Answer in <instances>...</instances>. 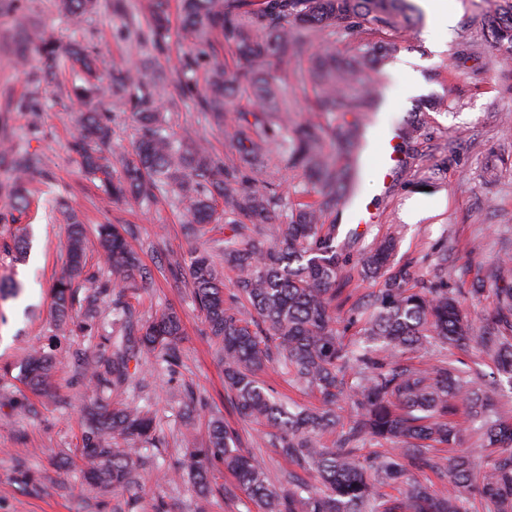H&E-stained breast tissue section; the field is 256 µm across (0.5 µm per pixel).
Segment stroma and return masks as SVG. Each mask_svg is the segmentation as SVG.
Returning <instances> with one entry per match:
<instances>
[{"mask_svg":"<svg viewBox=\"0 0 512 512\" xmlns=\"http://www.w3.org/2000/svg\"><path fill=\"white\" fill-rule=\"evenodd\" d=\"M492 10L491 0H459L457 23L441 53L417 31L400 40L396 55L414 60L421 91L404 95L406 74L387 63L384 96L392 105L380 127L389 129L422 109L425 132L414 145L416 158L401 163L389 186L378 183L380 159L372 157L361 195L374 221L360 225L353 215L342 214L338 237L345 256L342 273L356 278L359 294L380 287L379 282L359 280L360 259L375 238L388 233L399 238L396 262L410 266L419 282L444 280L464 293L482 287V295L465 305L476 330L492 313L502 286L494 276L496 263L512 255V57L494 58L483 43ZM171 25L168 49L150 59L131 44L122 21L107 11L92 15L77 33L57 0H15L13 8L0 9V122L6 125L9 145L40 155L45 165L44 172L25 182L30 205L23 211L6 190L11 176L0 165V283L21 288L17 296L0 299V512H112L115 503L111 493L89 487L80 473V409L91 393L77 377L97 341L72 334L57 338L52 332V288L66 265V215L71 211L88 225L132 227L131 244L152 274L142 290L140 314L174 309L184 329L176 371L146 366V386L126 392L152 404L159 440L144 451L151 463L139 485L125 492V512H197L200 499L192 480L184 476L164 483L159 474L177 467L183 437L205 443L214 415L229 422L242 447L265 464L273 483H281L288 469L261 440L258 425L239 418L227 403L224 369L193 304L191 287L174 280L162 263L172 251L186 256L196 249H217L226 225L189 238L182 230V214L165 201L143 209L104 203L96 181L82 172L70 150L86 109L73 91L78 77L63 73L45 78L34 44L26 46V61L15 54L24 33L38 30L64 44L79 37L101 69L134 66L148 75L161 68L173 78L190 41L179 15H172ZM98 112L115 131V154L130 153L132 113L115 100ZM168 118L177 138L206 140L242 171L250 170L248 143L226 134L227 127L238 123L236 111H229L223 127L215 128L188 100ZM21 237L27 242L22 255L15 249ZM52 343L59 348L61 364L58 397L48 403L19 381L18 365L32 348ZM20 468L32 474L34 486L16 481Z\"/></svg>","mask_w":512,"mask_h":512,"instance_id":"1","label":"stroma"}]
</instances>
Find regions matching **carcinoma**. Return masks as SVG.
Instances as JSON below:
<instances>
[{
  "mask_svg": "<svg viewBox=\"0 0 512 512\" xmlns=\"http://www.w3.org/2000/svg\"><path fill=\"white\" fill-rule=\"evenodd\" d=\"M170 0H147L146 28L134 31L137 45L157 52L171 38ZM182 31L196 52L180 60L177 95L195 100L198 111L217 124L237 108L236 137L249 143L252 174H240L203 142L181 144L167 130L163 109L176 105L158 75L148 82L136 70L104 79L79 40L61 46L42 34L29 36L42 55L46 75L79 70L80 97L100 102L117 98L138 123L135 157L112 160V129L99 113L83 115L82 129L71 145L86 173L102 175L110 202L153 203L172 198L188 217L186 234L219 219L231 225L224 238V265L235 272L234 292H224V270L206 250L190 258L169 254L165 264L192 288L196 308L217 342L224 364V384L231 408L239 416L268 428L266 443L293 465L284 475L287 487L276 488L262 462L239 448L232 429L216 418L208 446L187 443L178 472L196 476L199 493L211 492L209 465L218 460L232 474L260 512H512V415L496 409L505 389L512 390V288L497 293V304L481 335H471L463 312L465 295L439 281L417 282L408 266H397V240L377 238L366 252L362 274L382 280L370 299L353 301L348 324L358 327L366 344L345 340L338 329L336 299L350 280L340 276L342 252L336 225H325L348 189L360 183L362 121L378 111L383 87L375 73L391 57L395 40L421 19L411 0H180ZM60 12L81 29L87 15L105 8L123 11V0H58ZM352 53L336 52V43ZM489 47L512 50V0H497L488 21ZM227 48L238 68L227 72L216 63L198 76L200 58ZM311 47L307 66L300 65ZM275 62L279 73L268 71ZM310 83L314 112L288 125L284 89ZM421 118L402 127L398 139L408 147L422 132ZM10 170L15 204L28 207L24 180L41 161L27 150L11 147ZM288 169L309 176L317 199L298 188L283 202L278 175ZM224 202L217 213L214 203ZM95 232L110 275L86 269L87 229L71 216L67 267L53 286L56 326L72 324L94 335L100 304L111 299L118 336L105 339L81 369L83 383L96 398L140 383L148 359L168 371L180 363L181 321L173 310L148 320L131 300L140 295L149 272L126 240L120 225L99 224ZM84 291V319L72 315L78 291ZM478 343L493 361L496 376L476 382L471 372L448 359L417 365L407 354L436 343L465 350ZM275 365L296 384L315 393L319 406H286L275 401L261 374ZM55 358L35 349L26 355L21 376L35 394L53 397ZM350 400L355 407L347 429L336 432L337 411ZM464 420L448 416L458 408ZM81 473L94 487L119 494L138 483L144 464L137 448L152 444L156 424L150 407L123 402L110 411L92 403L85 415ZM481 441L485 459L477 464L460 451L468 434ZM337 435V448L321 442ZM395 441L397 448L362 454L366 441ZM448 451L447 465L439 453ZM429 468L447 477L448 489L436 493L411 481L407 467ZM401 487L390 498L381 488Z\"/></svg>",
  "mask_w": 512,
  "mask_h": 512,
  "instance_id": "cac0c4a2",
  "label": "carcinoma"
}]
</instances>
